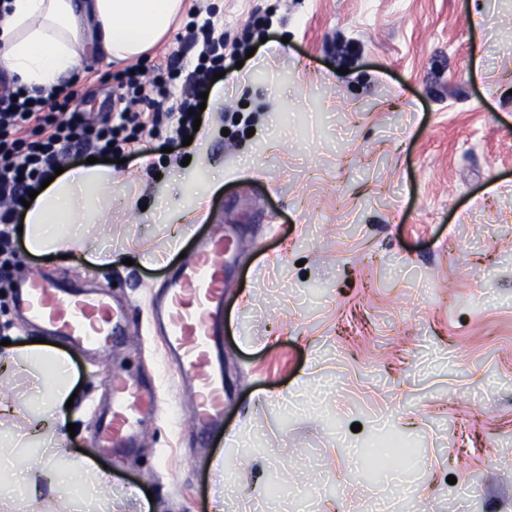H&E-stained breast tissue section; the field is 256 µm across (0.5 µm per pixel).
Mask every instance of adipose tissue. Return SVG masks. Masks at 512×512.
<instances>
[{
    "label": "adipose tissue",
    "instance_id": "ef3b65f1",
    "mask_svg": "<svg viewBox=\"0 0 512 512\" xmlns=\"http://www.w3.org/2000/svg\"><path fill=\"white\" fill-rule=\"evenodd\" d=\"M11 14L0 26V70L30 93L60 87L80 76L90 49L108 60H129L155 46L184 9V0H9ZM116 178L111 167L91 164L64 172L25 210L23 235L36 255H68L90 266L108 267L112 252L82 232L101 223ZM57 351L43 345L0 348V371L38 370L58 361ZM50 410L26 435L25 445L47 448L36 469L24 478L23 512H41L45 493L58 487L56 460L67 455L70 397L67 381L45 380Z\"/></svg>",
    "mask_w": 512,
    "mask_h": 512
}]
</instances>
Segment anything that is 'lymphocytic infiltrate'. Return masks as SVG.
Segmentation results:
<instances>
[{
	"instance_id": "lymphocytic-infiltrate-1",
	"label": "lymphocytic infiltrate",
	"mask_w": 512,
	"mask_h": 512,
	"mask_svg": "<svg viewBox=\"0 0 512 512\" xmlns=\"http://www.w3.org/2000/svg\"><path fill=\"white\" fill-rule=\"evenodd\" d=\"M208 50L191 74V88L179 107L176 136L185 139L193 130V112L216 73L224 68L223 39L207 38ZM183 69L179 55L169 56L166 76L142 81L125 74L115 92L114 119L92 127L80 119L82 98L70 87L32 96L22 90L0 89V246L9 245L15 231L22 198L37 190L54 172L59 158L76 143L100 155L111 154L117 137L136 126L139 108L159 109L169 93V83Z\"/></svg>"
}]
</instances>
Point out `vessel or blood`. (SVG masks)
I'll use <instances>...</instances> for the list:
<instances>
[{
	"mask_svg": "<svg viewBox=\"0 0 512 512\" xmlns=\"http://www.w3.org/2000/svg\"><path fill=\"white\" fill-rule=\"evenodd\" d=\"M230 242L220 224L197 244L172 273L165 294V307L155 319L167 336L169 363L175 373L196 385L194 424L199 434L208 435L224 416L223 358L217 355L224 333V264L220 257ZM16 304L54 335L94 346L101 338L123 334L128 315L113 305L105 292L69 295L66 289L39 280L25 279ZM112 412L99 427L104 447H126L132 417L142 409L158 408L160 392H144L125 378H111Z\"/></svg>",
	"mask_w": 512,
	"mask_h": 512,
	"instance_id": "1",
	"label": "vessel or blood"
}]
</instances>
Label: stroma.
<instances>
[{
    "instance_id": "1",
    "label": "stroma",
    "mask_w": 512,
    "mask_h": 512,
    "mask_svg": "<svg viewBox=\"0 0 512 512\" xmlns=\"http://www.w3.org/2000/svg\"><path fill=\"white\" fill-rule=\"evenodd\" d=\"M226 42L269 41L224 61L223 101L207 100L204 146H175L168 109L141 116L153 136L116 142L105 223L115 260L30 254L0 270V341L43 339L66 355L79 392L70 455L110 480L117 512H512V0H188L186 20L137 68L172 52L193 69L197 23ZM128 63L91 51L79 84L97 121ZM196 157L223 178L203 212L183 180ZM186 247L232 225L224 293V423L209 440L164 355L150 309ZM125 305L124 336L59 342L18 311L26 277ZM160 391L135 443L101 448L111 376ZM14 406L0 434L31 428L38 383L0 379ZM360 424L352 432V424ZM398 442L373 474L350 451ZM455 484H448V476ZM480 495L463 503L466 485Z\"/></svg>"
}]
</instances>
